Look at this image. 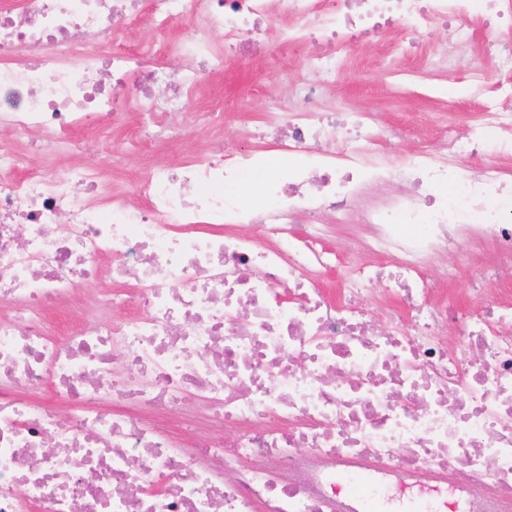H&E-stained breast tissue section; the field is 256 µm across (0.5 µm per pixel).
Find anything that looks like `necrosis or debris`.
Returning <instances> with one entry per match:
<instances>
[{
    "label": "necrosis or debris",
    "mask_w": 512,
    "mask_h": 512,
    "mask_svg": "<svg viewBox=\"0 0 512 512\" xmlns=\"http://www.w3.org/2000/svg\"><path fill=\"white\" fill-rule=\"evenodd\" d=\"M490 14L512 26V0H0V512H371L342 476L376 490L372 512H512V207L491 204L512 170L463 167L482 139L445 132L373 162L398 129L318 108L335 43ZM143 20L189 32L174 50L191 63L115 48ZM266 26L282 49L320 44L319 79L293 84L294 111L270 98L251 139L337 150L283 173L216 145L151 171L137 207L109 168L48 167L73 131L182 112ZM256 176L262 203L226 195ZM390 181L409 190L362 212L370 237L327 249L320 216ZM472 236L499 256L484 304L437 302L428 267ZM98 280L102 313L60 331V303Z\"/></svg>",
    "instance_id": "necrosis-or-debris-1"
}]
</instances>
